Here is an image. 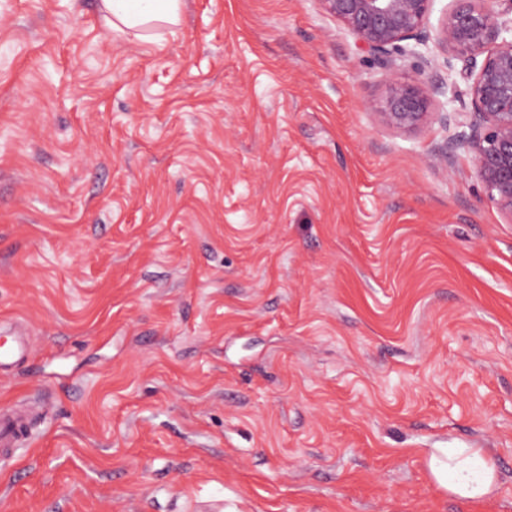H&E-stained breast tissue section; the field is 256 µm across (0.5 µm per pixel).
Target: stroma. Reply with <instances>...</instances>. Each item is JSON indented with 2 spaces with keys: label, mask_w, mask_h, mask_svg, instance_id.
Masks as SVG:
<instances>
[{
  "label": "stroma",
  "mask_w": 512,
  "mask_h": 512,
  "mask_svg": "<svg viewBox=\"0 0 512 512\" xmlns=\"http://www.w3.org/2000/svg\"><path fill=\"white\" fill-rule=\"evenodd\" d=\"M438 71L404 133L316 0H185L159 47L0 0V409H43L0 512H512V222ZM3 336L4 333L1 330L0 371L8 369L23 359L30 350V345L22 334L14 333L7 340H4ZM455 456V455H454ZM453 454L448 453V464L438 461L432 466L437 481L449 490L469 498L481 497L489 491L494 481V469L478 450L451 465Z\"/></svg>",
  "instance_id": "stroma-1"
}]
</instances>
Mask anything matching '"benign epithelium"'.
Returning <instances> with one entry per match:
<instances>
[{"label":"benign epithelium","mask_w":512,"mask_h":512,"mask_svg":"<svg viewBox=\"0 0 512 512\" xmlns=\"http://www.w3.org/2000/svg\"><path fill=\"white\" fill-rule=\"evenodd\" d=\"M390 72L420 57L418 45L436 0H315ZM435 29L440 50L478 66L469 87L470 135L466 144L486 198L512 222V0L501 11L484 0H452ZM416 41L409 47L405 42ZM443 85L419 77L393 82L371 106L382 122L397 130L420 128L432 115L433 99Z\"/></svg>","instance_id":"obj_1"}]
</instances>
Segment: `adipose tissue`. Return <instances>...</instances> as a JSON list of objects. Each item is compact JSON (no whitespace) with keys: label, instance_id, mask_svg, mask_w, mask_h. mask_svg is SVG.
I'll return each mask as SVG.
<instances>
[{"label":"adipose tissue","instance_id":"obj_1","mask_svg":"<svg viewBox=\"0 0 512 512\" xmlns=\"http://www.w3.org/2000/svg\"><path fill=\"white\" fill-rule=\"evenodd\" d=\"M182 0H99V13L110 30L133 33L141 42L161 45L164 33L180 23ZM437 481L460 495L477 498L486 494L494 481V469L472 451L456 465L433 466Z\"/></svg>","mask_w":512,"mask_h":512}]
</instances>
